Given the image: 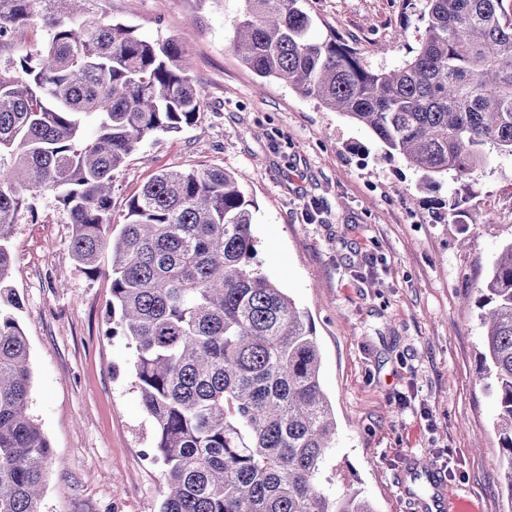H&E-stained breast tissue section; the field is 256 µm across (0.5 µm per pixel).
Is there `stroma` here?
Segmentation results:
<instances>
[{"label": "stroma", "instance_id": "1", "mask_svg": "<svg viewBox=\"0 0 512 512\" xmlns=\"http://www.w3.org/2000/svg\"><path fill=\"white\" fill-rule=\"evenodd\" d=\"M319 40L339 35L375 68L407 59L395 41L423 0H304ZM149 40H179L204 107L176 133L146 139L114 173L122 218L162 170L245 172L260 270L306 313L336 419L324 490H351L375 512H512L485 388L473 285L512 239V159L490 155L426 201L406 162L365 127L257 76L230 47L242 0H100ZM478 209V228L445 223L450 205ZM17 225L11 283L30 346L29 412L49 440L42 512H160L166 482L145 454L144 412L121 336L106 333L110 258L91 277L75 264L72 227L51 195Z\"/></svg>", "mask_w": 512, "mask_h": 512}]
</instances>
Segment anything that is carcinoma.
<instances>
[{"label": "carcinoma", "mask_w": 512, "mask_h": 512, "mask_svg": "<svg viewBox=\"0 0 512 512\" xmlns=\"http://www.w3.org/2000/svg\"><path fill=\"white\" fill-rule=\"evenodd\" d=\"M97 0H0V48L36 21L39 50L0 67V512H41L51 447L29 413L32 372L10 282L14 228L47 192L90 276L112 253V327L133 350L160 512H374L332 499L322 463L336 431L311 323L253 268L254 203L220 167L162 171L114 229V171L148 137L195 122L202 93L174 39L148 40ZM233 50L256 75L369 128L419 189L512 158V10L506 0H423L417 48L373 68L339 37L318 41L303 0H244ZM486 389L512 501V240L477 283Z\"/></svg>", "instance_id": "1"}]
</instances>
